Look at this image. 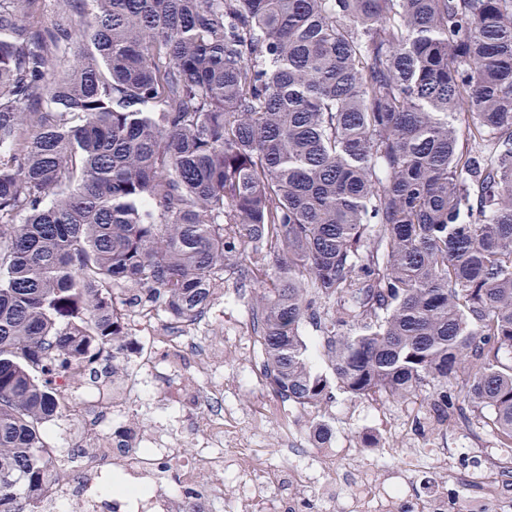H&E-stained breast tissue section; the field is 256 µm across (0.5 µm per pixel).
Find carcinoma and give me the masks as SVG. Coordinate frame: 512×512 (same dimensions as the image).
<instances>
[{
    "mask_svg": "<svg viewBox=\"0 0 512 512\" xmlns=\"http://www.w3.org/2000/svg\"><path fill=\"white\" fill-rule=\"evenodd\" d=\"M40 5L0 0V512L63 466L45 368L117 359L123 290L196 318L248 248L275 395L429 387L512 450V0Z\"/></svg>",
    "mask_w": 512,
    "mask_h": 512,
    "instance_id": "carcinoma-1",
    "label": "carcinoma"
}]
</instances>
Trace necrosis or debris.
<instances>
[{
  "label": "necrosis or debris",
  "mask_w": 512,
  "mask_h": 512,
  "mask_svg": "<svg viewBox=\"0 0 512 512\" xmlns=\"http://www.w3.org/2000/svg\"><path fill=\"white\" fill-rule=\"evenodd\" d=\"M119 319L127 334L119 343L120 354L133 358L122 380L112 388L111 395L100 394L95 385L75 383L73 362H65L55 377L56 399L66 411L76 415L81 425L74 429L71 448L64 458L83 478L82 492H71L69 486L51 484L45 487L38 504V512H182L184 504L214 505L223 499L222 491L207 481L208 475L223 470L224 459L233 453L249 464L250 485L245 497L253 502L266 483L280 486L313 483L314 472L335 475L336 462L330 458L316 463L290 459L287 474L271 470L263 449L237 443L233 438V418L213 409L192 416L191 422L202 441L192 463L178 467L172 431L157 428L145 431L113 421L115 412L136 409L141 400L144 379L150 373L169 378L178 377L184 354H192L197 370L206 374V383L193 391L195 401L205 404L222 393L224 382L210 378L211 341L199 333V325L173 327L154 323L144 311L134 309L127 301L115 304ZM111 462L114 473L122 477L128 491L113 496L110 504H103L96 488L102 481V464ZM190 492L188 502L172 499L166 490L169 475Z\"/></svg>",
  "instance_id": "obj_1"
}]
</instances>
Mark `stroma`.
Returning a JSON list of instances; mask_svg holds the SVG:
<instances>
[{
	"instance_id": "stroma-1",
	"label": "stroma",
	"mask_w": 512,
	"mask_h": 512,
	"mask_svg": "<svg viewBox=\"0 0 512 512\" xmlns=\"http://www.w3.org/2000/svg\"><path fill=\"white\" fill-rule=\"evenodd\" d=\"M267 280L265 267L246 279L230 275L224 280V293L209 307L204 332L220 336L224 345L211 361L212 374L224 380V410L236 417L262 412L268 417L260 433L240 428L241 438L252 447L262 448L271 468L285 464L282 435L277 412L281 400L266 386L262 369L256 368L258 347L251 329V304ZM185 383L155 381L142 396L139 413L131 414L132 424L150 425L167 416L182 444V458H190L201 446L199 436L182 423L185 413L202 412L201 404L191 401ZM428 392L422 391L407 400L386 401L378 397L355 398L335 392L319 414L291 406L288 426L296 447L306 457H333L341 473L356 465L364 466L374 484L390 500L392 512H428L430 503L445 501V512H468L465 476L480 470L493 458L505 456L489 427L478 421H457L448 427H431L427 423ZM323 419L330 429L326 444H318L312 429L316 419ZM376 436L379 445L365 447L366 436ZM423 447L429 451L447 449L448 461L431 462L409 470L407 449ZM213 484L224 491L223 512H342L344 493L332 489L328 497L313 490L292 488L281 491L268 487L261 498L241 510L242 485L246 482L243 460L226 458L222 471L211 475Z\"/></svg>"
}]
</instances>
